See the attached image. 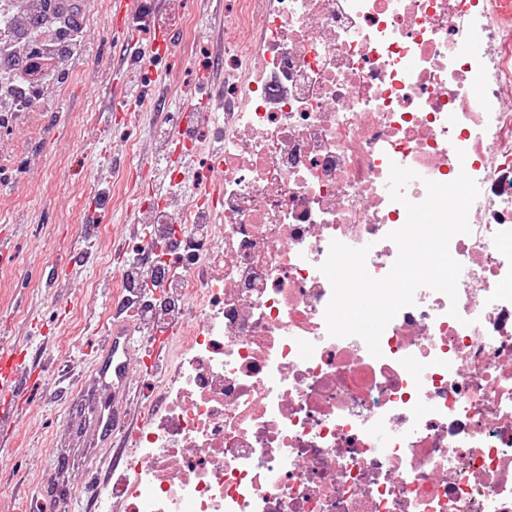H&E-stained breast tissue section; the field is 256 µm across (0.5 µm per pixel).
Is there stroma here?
Instances as JSON below:
<instances>
[{
    "instance_id": "stroma-1",
    "label": "stroma",
    "mask_w": 512,
    "mask_h": 512,
    "mask_svg": "<svg viewBox=\"0 0 512 512\" xmlns=\"http://www.w3.org/2000/svg\"><path fill=\"white\" fill-rule=\"evenodd\" d=\"M93 19L83 28V43L63 68L65 82L45 87L41 109L0 133V158L10 167L0 182V235H11L0 252V349L23 347L21 374L40 366L29 398L10 436L0 439V512H42L56 501L59 512H90L94 490L85 457L87 429L93 421L92 366L106 340V328L120 300L121 274L132 263L143 274L153 265L142 245L146 223L125 220L129 175L140 183L166 178L172 150L165 126L149 112L118 118L110 137L99 129L101 105L89 91L103 77L121 44L113 36L105 0H89ZM176 15L195 26L193 39L176 37L167 56L151 60L146 71L127 77L142 84L146 72L167 75V111L177 119L188 100L201 97L202 64L210 57L213 18L200 0H178ZM96 188L110 213L98 218L88 194ZM89 262L75 278L66 268L78 252ZM53 333L51 347L40 341ZM180 348L166 352L163 372L150 374L143 357L129 364L127 398L152 415L172 383Z\"/></svg>"
}]
</instances>
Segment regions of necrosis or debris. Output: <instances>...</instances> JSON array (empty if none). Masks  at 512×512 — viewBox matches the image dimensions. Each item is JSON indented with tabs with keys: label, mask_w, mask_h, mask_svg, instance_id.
<instances>
[{
	"label": "necrosis or debris",
	"mask_w": 512,
	"mask_h": 512,
	"mask_svg": "<svg viewBox=\"0 0 512 512\" xmlns=\"http://www.w3.org/2000/svg\"><path fill=\"white\" fill-rule=\"evenodd\" d=\"M228 25L222 203L177 185L178 214L153 212L190 231L165 286L191 330L136 438L132 512H512V5L239 0ZM394 163L412 202L462 173L480 194L449 244L456 299L418 288L377 358L329 336L320 267L337 240L390 271Z\"/></svg>",
	"instance_id": "obj_1"
}]
</instances>
